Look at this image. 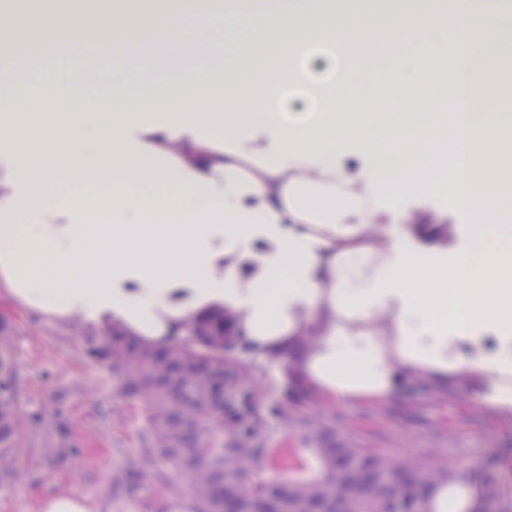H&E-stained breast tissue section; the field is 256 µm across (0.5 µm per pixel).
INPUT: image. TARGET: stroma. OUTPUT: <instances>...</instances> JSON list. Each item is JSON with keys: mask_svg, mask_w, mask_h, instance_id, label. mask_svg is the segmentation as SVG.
Instances as JSON below:
<instances>
[{"mask_svg": "<svg viewBox=\"0 0 512 512\" xmlns=\"http://www.w3.org/2000/svg\"><path fill=\"white\" fill-rule=\"evenodd\" d=\"M107 28L91 23L82 42L73 45L71 59L46 58L45 68L72 76L68 94L43 85L38 74L15 80L18 66L0 49V104L22 99L34 112H59L93 98L109 108L113 95L137 98L156 84L177 79L183 67L231 77L245 66L222 26L213 39L221 50L214 55L186 53L172 61L166 46H151V62H118L106 47ZM392 58L361 52L346 62L345 93L378 94ZM409 224L437 225L443 238L454 239L461 218L451 198L427 188L401 196ZM0 320L11 328L16 398L23 426V449L0 458V512H36L41 497L70 488L99 504L100 512H149L148 503L169 496L186 497L181 477L170 486L144 482L121 484L132 470L153 464L141 452L142 406L117 395L109 366L88 359L84 338L89 328L81 320L65 326L47 323L0 299ZM300 411L328 413L336 435L354 448H373L408 462L442 458L474 479L495 476L512 492V421L488 413L478 395L467 389L443 393L430 384L410 383L380 403L327 404L310 396Z\"/></svg>", "mask_w": 512, "mask_h": 512, "instance_id": "obj_1", "label": "stroma"}]
</instances>
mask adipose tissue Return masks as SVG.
Here are the masks:
<instances>
[{
    "label": "adipose tissue",
    "instance_id": "1",
    "mask_svg": "<svg viewBox=\"0 0 512 512\" xmlns=\"http://www.w3.org/2000/svg\"><path fill=\"white\" fill-rule=\"evenodd\" d=\"M388 13L382 28L341 7L287 4L266 18L284 32L280 66L241 71L232 90L192 74V92L92 101L63 112L0 106V296L56 325L118 327L153 347L194 321L232 314L248 356L288 373L330 403H379L404 383L473 387L512 419V225L474 201L512 174L502 127L476 108L492 99L494 64L481 44L512 40V14L450 0ZM191 26H184V17ZM119 30L165 25L178 44L214 53L216 14L203 0H80L56 20L78 42L91 20ZM383 33L414 47L387 73L386 112L332 90L286 95L289 65L333 69L316 47L347 49ZM452 61L469 92L448 151L405 163L397 143L422 131L411 111L445 104L439 66ZM217 123H209V116ZM252 159L244 178L238 160ZM455 170L457 238L404 224L401 192L438 186ZM73 189L48 194L60 174ZM388 219L376 230L371 216Z\"/></svg>",
    "mask_w": 512,
    "mask_h": 512
}]
</instances>
